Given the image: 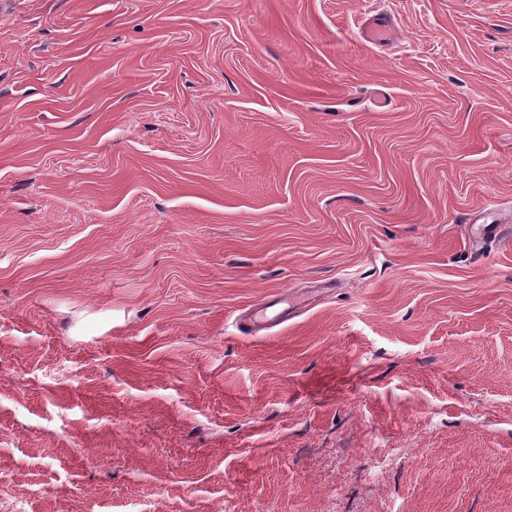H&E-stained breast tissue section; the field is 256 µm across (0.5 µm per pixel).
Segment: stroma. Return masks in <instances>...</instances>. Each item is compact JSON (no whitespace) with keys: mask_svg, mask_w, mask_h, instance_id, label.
Here are the masks:
<instances>
[{"mask_svg":"<svg viewBox=\"0 0 512 512\" xmlns=\"http://www.w3.org/2000/svg\"><path fill=\"white\" fill-rule=\"evenodd\" d=\"M0 512H512V0H0ZM361 35L364 41L379 44L390 41L394 36V27L390 20L380 14L368 18L362 27Z\"/></svg>","mask_w":512,"mask_h":512,"instance_id":"1","label":"stroma"}]
</instances>
